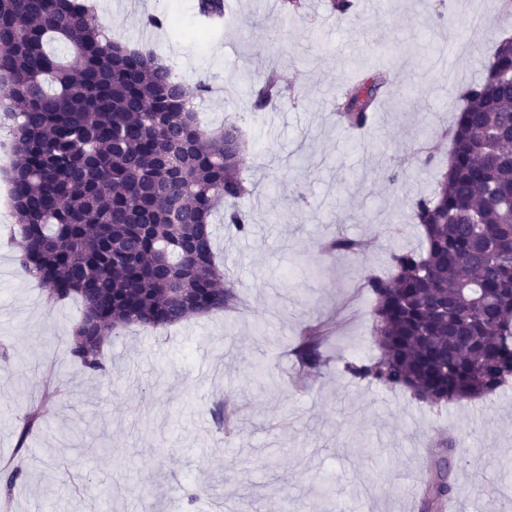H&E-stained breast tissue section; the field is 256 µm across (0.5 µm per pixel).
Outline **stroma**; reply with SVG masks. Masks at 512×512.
<instances>
[{"mask_svg": "<svg viewBox=\"0 0 512 512\" xmlns=\"http://www.w3.org/2000/svg\"><path fill=\"white\" fill-rule=\"evenodd\" d=\"M279 16V0H229L224 25L200 30L197 0H112L100 23L113 39L156 47L197 100L211 129L232 123L248 148L253 195L241 202L248 235L215 224L213 247L235 285L233 308L164 328L131 325L113 337L109 372L91 375L64 353L83 314L79 300L47 306L6 240L16 217L5 198L11 138L0 129V459L12 457L16 420L44 383L63 394L51 432L33 433L13 512H421L423 472L449 432L458 512H512V380L496 392L433 405L409 391L358 379L345 362L382 350L374 299L359 282L390 273L389 256L422 241L410 221L451 149L460 88L512 32L501 0H357V15L303 0ZM166 12L170 29L144 37L143 17ZM276 68L288 96L262 112L248 94ZM386 71L389 83L368 127L349 130L336 100L350 80ZM436 158L411 163L418 141ZM364 239L359 257L326 253L336 235ZM328 322L327 360L295 386L290 355L303 322ZM232 402L239 426L225 436L211 410ZM77 441L82 467L62 444Z\"/></svg>", "mask_w": 512, "mask_h": 512, "instance_id": "stroma-1", "label": "stroma"}]
</instances>
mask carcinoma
<instances>
[{"label":"carcinoma","mask_w":512,"mask_h":512,"mask_svg":"<svg viewBox=\"0 0 512 512\" xmlns=\"http://www.w3.org/2000/svg\"><path fill=\"white\" fill-rule=\"evenodd\" d=\"M227 0H198L205 15ZM86 0H0V121L16 130L8 170L18 227L8 241L20 271L43 288L46 304L75 297L83 316L66 354L104 372L112 337L130 325L165 327L232 306L234 288L215 262L212 218L250 231L237 206L249 192L243 139L201 125L195 100L154 48L130 49L89 20ZM57 42L68 51L49 49ZM483 77L459 93L451 129L452 168L416 200L410 221L424 248L390 254L393 273L368 274L376 298L381 358L348 362L354 376L405 388L431 404L498 390L512 375V40L482 60ZM387 79L349 85L340 119L364 128ZM283 95L276 71L249 93L252 110ZM181 202L177 221L171 201ZM362 242L338 235L331 253L356 257ZM322 332L298 338L299 373L322 363ZM58 392L34 402L18 424L16 458L28 435L47 424ZM432 456L425 473V512L449 500L452 458Z\"/></svg>","instance_id":"1"}]
</instances>
